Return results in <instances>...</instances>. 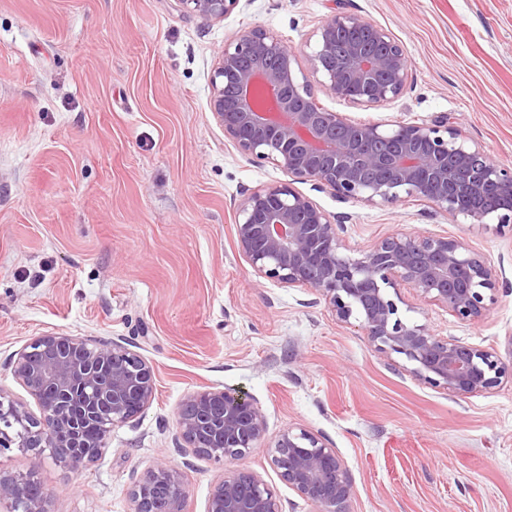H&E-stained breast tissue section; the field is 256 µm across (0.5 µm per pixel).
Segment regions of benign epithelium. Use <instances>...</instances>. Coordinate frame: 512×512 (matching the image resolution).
I'll use <instances>...</instances> for the list:
<instances>
[{"label": "benign epithelium", "instance_id": "1", "mask_svg": "<svg viewBox=\"0 0 512 512\" xmlns=\"http://www.w3.org/2000/svg\"><path fill=\"white\" fill-rule=\"evenodd\" d=\"M237 2L180 0L187 12L207 21L224 19ZM314 37L310 69L336 96L368 105L404 93L410 61L385 28L335 11ZM209 108L243 154L291 177L251 191L240 203L235 245L256 277L320 296L340 321L356 322L377 352L405 359L409 372L431 387L466 397L512 377V362L495 351L442 337L400 316L398 288L405 285L462 321L489 312L498 275L463 239L398 232L349 257L342 253L343 225L293 187L313 181L340 201L370 204L416 197L451 216L511 223L512 171L468 143L453 114L386 128L327 111L317 105L294 49L261 26L240 30L224 44L211 76ZM489 186L504 197L498 207H464L463 200L480 197ZM11 370L40 416L22 402L0 400V450L14 445L38 455L47 451L73 469L95 461L112 427L138 417L155 398L153 368L117 342L92 345L81 336L45 333L14 355ZM92 423L100 428L95 436L88 431ZM177 429L185 447L218 463L265 449L279 478L316 512H349L354 482L336 450L311 432L290 429L265 446V416L245 391L190 394ZM34 484L30 473L0 472V504L10 512H47L46 495L30 492ZM186 496L178 468L161 462L131 490L133 512H182ZM207 512L283 509L259 477L238 472L216 482Z\"/></svg>", "mask_w": 512, "mask_h": 512}]
</instances>
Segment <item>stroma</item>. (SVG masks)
<instances>
[{
	"label": "stroma",
	"mask_w": 512,
	"mask_h": 512,
	"mask_svg": "<svg viewBox=\"0 0 512 512\" xmlns=\"http://www.w3.org/2000/svg\"><path fill=\"white\" fill-rule=\"evenodd\" d=\"M338 7L389 30L411 74L400 98L371 106L313 84L321 107L379 122L451 113L512 168V0H238L217 22L179 0H0V396L37 411L10 361L48 332L118 342L156 374L152 404L92 464L0 452V472L34 473L49 512H132L133 485L161 460L182 473L184 512H206L230 471L261 478L284 512H315L265 450L219 464L177 446L184 399L212 387L255 398L268 438L305 429L335 448L355 483L350 512H512L511 380L465 398L420 384L321 297L256 278L236 249L244 195L287 176L215 121L214 62L234 33L261 26L307 68L313 32ZM297 189L343 216L349 256L394 232L445 234L512 282L510 228L413 198ZM400 294L406 321L512 354V289L477 323Z\"/></svg>",
	"instance_id": "obj_1"
}]
</instances>
